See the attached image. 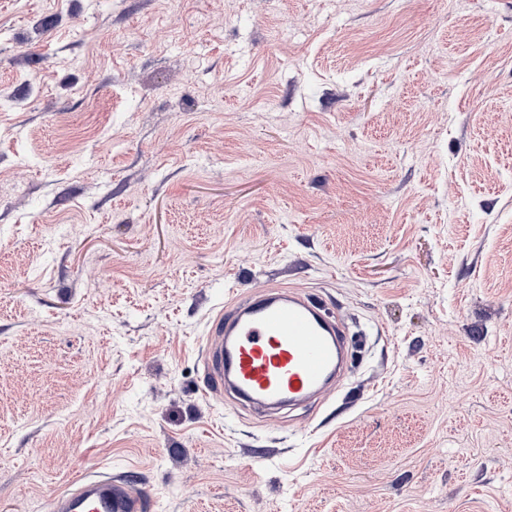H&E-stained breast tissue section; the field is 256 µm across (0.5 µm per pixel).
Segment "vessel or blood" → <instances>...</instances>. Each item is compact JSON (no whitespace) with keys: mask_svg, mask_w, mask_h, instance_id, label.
<instances>
[{"mask_svg":"<svg viewBox=\"0 0 512 512\" xmlns=\"http://www.w3.org/2000/svg\"><path fill=\"white\" fill-rule=\"evenodd\" d=\"M345 330L315 299L272 288L234 298L211 329L202 354L205 386L258 412L315 399L340 372ZM147 491L108 477H86L55 498L50 512H148Z\"/></svg>","mask_w":512,"mask_h":512,"instance_id":"b4317fda","label":"vessel or blood"}]
</instances>
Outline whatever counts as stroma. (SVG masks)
<instances>
[{
	"label": "stroma",
	"mask_w": 512,
	"mask_h": 512,
	"mask_svg": "<svg viewBox=\"0 0 512 512\" xmlns=\"http://www.w3.org/2000/svg\"><path fill=\"white\" fill-rule=\"evenodd\" d=\"M349 327L207 393L229 296ZM512 512V0H0V512ZM202 354L206 389L258 412L315 399L340 372L345 330L296 290L272 288L225 302ZM147 491L132 489L110 477H85L66 493L55 498L51 512H147Z\"/></svg>",
	"instance_id": "35a3bbf8"
}]
</instances>
